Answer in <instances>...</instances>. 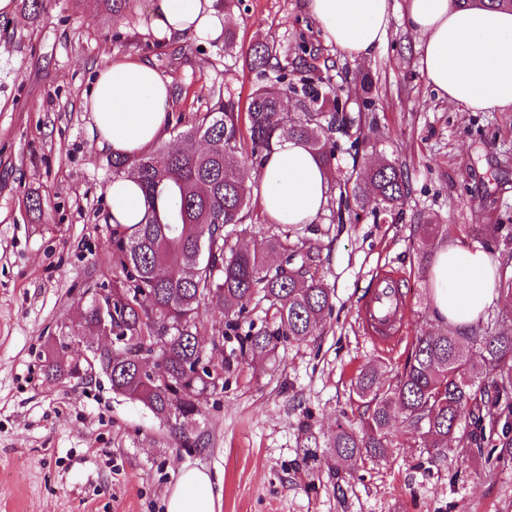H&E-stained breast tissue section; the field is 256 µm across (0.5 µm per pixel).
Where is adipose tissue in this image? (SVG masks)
I'll use <instances>...</instances> for the list:
<instances>
[{
  "mask_svg": "<svg viewBox=\"0 0 512 512\" xmlns=\"http://www.w3.org/2000/svg\"><path fill=\"white\" fill-rule=\"evenodd\" d=\"M325 42L354 61L371 59L390 24V0H305ZM404 19L417 37L421 69L438 96L474 112H512V10L472 7L461 0H405ZM226 18L216 0H155L144 27L160 41L183 36L217 40ZM168 79L146 61L125 56L98 69L84 109L99 148L134 156L165 134L171 108ZM332 174L300 141L276 140L259 176V204L277 224L313 223L330 200ZM109 221L138 224L144 195L130 178L105 188ZM498 271L479 244L455 241L438 250L428 269L439 318L464 330L495 296ZM166 512H217L210 475L181 472Z\"/></svg>",
  "mask_w": 512,
  "mask_h": 512,
  "instance_id": "ef3b65f1",
  "label": "adipose tissue"
}]
</instances>
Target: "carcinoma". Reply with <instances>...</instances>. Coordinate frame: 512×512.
<instances>
[{
  "label": "carcinoma",
  "mask_w": 512,
  "mask_h": 512,
  "mask_svg": "<svg viewBox=\"0 0 512 512\" xmlns=\"http://www.w3.org/2000/svg\"><path fill=\"white\" fill-rule=\"evenodd\" d=\"M300 46L288 52L263 42L249 53L251 69L264 80L250 94L246 112L219 95L197 123L183 132L204 140L203 151L156 149L134 157H112L116 178L130 177L142 188L144 222L112 226V335L114 349L93 354L94 364L66 356L70 346L61 337L46 358L51 378L92 379L105 375L112 392L149 409L170 423L184 447L200 445L188 429L202 415L200 396L214 388L217 374L211 358L216 337L200 332L199 308L208 302L224 311L228 323L249 309L266 306L274 325L245 337L249 350L272 352L283 341L308 342L319 335L331 313V289L308 268L291 267L295 249L278 235L250 249L227 245L224 228L251 220V202L266 153L288 135L303 142L326 167L335 159L330 133L344 106L322 91V78L294 81L310 72ZM299 97L303 112H288V96ZM377 200L392 207L406 190L404 172L382 162L369 176ZM508 230L498 224L487 232L473 230L486 248L496 246ZM154 354L159 368L150 377L140 363L142 351ZM493 380L490 405H512V334L497 324L459 331L439 329L416 337L393 388L380 385L371 367L362 368L355 393L366 401L368 415L357 426H340L327 447L340 459H383L393 448L396 419L422 433L435 452L447 450L463 415L475 422L474 387Z\"/></svg>",
  "instance_id": "obj_1"
}]
</instances>
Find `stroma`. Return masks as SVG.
<instances>
[{"mask_svg":"<svg viewBox=\"0 0 512 512\" xmlns=\"http://www.w3.org/2000/svg\"><path fill=\"white\" fill-rule=\"evenodd\" d=\"M154 0H14L0 16V512H166L179 472L220 475V512H512V430L463 418L446 453L394 423L385 459L350 463L326 442L337 424H359L367 407L353 391L374 365L395 384L416 338L436 330L427 271L448 241L472 228L512 226V112H473L438 98L421 70L418 42L391 0L382 47L358 62L327 45L303 0H238L235 36L160 42L142 24ZM258 41L312 49V65L346 103L333 131L331 201L313 224H270L254 211L240 248L271 234L288 237L298 262L333 293L316 340L285 341L275 352L242 350L249 329L270 316L257 307L230 330L215 306L200 310L201 333L223 336L213 356L224 384L201 398L193 424L200 446L181 447L148 409L112 393L104 375L54 380L44 370L61 336L94 337L81 316L97 288L112 285V226L105 186L112 156L91 138L83 109L96 71L133 55L166 76L173 96L166 137L206 112L214 94L246 103L261 79L246 57ZM374 79L363 94V74ZM361 139L358 153L350 140ZM400 167L409 190L383 208L354 188L381 161ZM445 225L433 240L425 221ZM497 295L482 322L512 332V238L492 253ZM395 270L411 293L406 337L393 352L374 349L357 322L356 300L378 268Z\"/></svg>","mask_w":512,"mask_h":512,"instance_id":"obj_1","label":"stroma"}]
</instances>
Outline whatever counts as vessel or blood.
I'll return each instance as SVG.
<instances>
[{
  "mask_svg": "<svg viewBox=\"0 0 512 512\" xmlns=\"http://www.w3.org/2000/svg\"><path fill=\"white\" fill-rule=\"evenodd\" d=\"M408 311V298L395 271L386 268L376 272L370 291L357 300V315L366 338L390 349L404 338Z\"/></svg>",
  "mask_w": 512,
  "mask_h": 512,
  "instance_id": "vessel-or-blood-1",
  "label": "vessel or blood"
}]
</instances>
